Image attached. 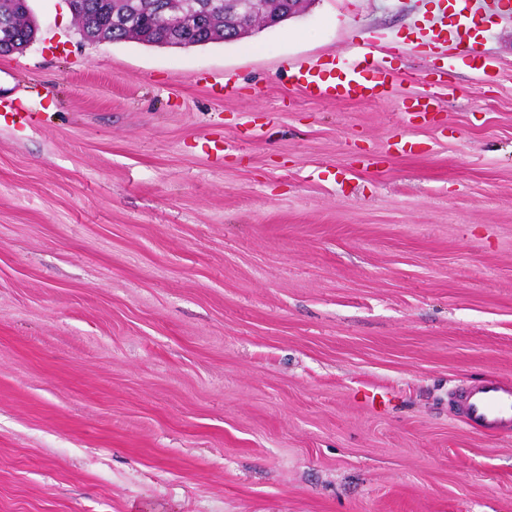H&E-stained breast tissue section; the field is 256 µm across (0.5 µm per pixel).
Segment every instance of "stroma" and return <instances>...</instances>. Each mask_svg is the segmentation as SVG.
I'll use <instances>...</instances> for the list:
<instances>
[{"label": "stroma", "mask_w": 512, "mask_h": 512, "mask_svg": "<svg viewBox=\"0 0 512 512\" xmlns=\"http://www.w3.org/2000/svg\"><path fill=\"white\" fill-rule=\"evenodd\" d=\"M28 4L0 56V512H512V435L448 403L512 382V0L473 33L492 70L454 65L425 115L448 0L188 48ZM362 40L388 96L293 84ZM26 1L28 0H5L0 5V27L10 26L16 34V42H22L16 46L8 43L0 45V55L22 52L34 36L36 23ZM24 39L26 45L23 46Z\"/></svg>", "instance_id": "35a3bbf8"}]
</instances>
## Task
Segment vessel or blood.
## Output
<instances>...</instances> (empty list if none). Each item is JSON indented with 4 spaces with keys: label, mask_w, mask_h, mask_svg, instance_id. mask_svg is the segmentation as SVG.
<instances>
[{
    "label": "vessel or blood",
    "mask_w": 512,
    "mask_h": 512,
    "mask_svg": "<svg viewBox=\"0 0 512 512\" xmlns=\"http://www.w3.org/2000/svg\"><path fill=\"white\" fill-rule=\"evenodd\" d=\"M292 78L309 98L355 102L384 98L397 75L378 59L376 49L362 45L335 65L317 61L301 64ZM451 399L476 432L512 433V384L486 378L452 393Z\"/></svg>",
    "instance_id": "obj_1"
}]
</instances>
